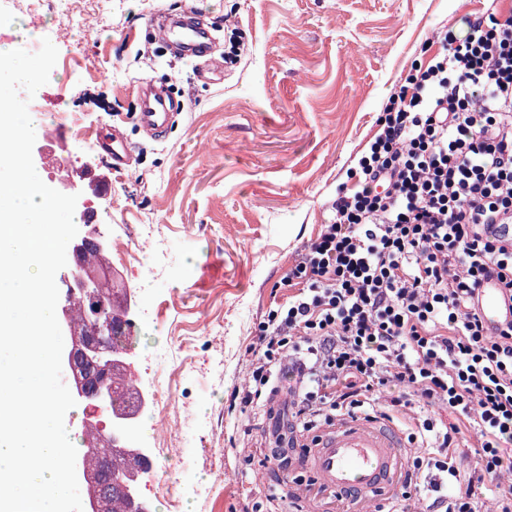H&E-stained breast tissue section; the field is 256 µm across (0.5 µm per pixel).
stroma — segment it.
I'll list each match as a JSON object with an SVG mask.
<instances>
[{
    "label": "stroma",
    "instance_id": "obj_1",
    "mask_svg": "<svg viewBox=\"0 0 512 512\" xmlns=\"http://www.w3.org/2000/svg\"><path fill=\"white\" fill-rule=\"evenodd\" d=\"M83 27L51 0L40 24L0 14V45L26 47L37 27L58 50L40 99L45 117L65 111L94 130L118 128L133 150L111 172L98 148L71 150L73 170L109 176L108 195L83 191L108 241L130 260L114 269L133 292L138 337L132 368L162 385L190 418L187 442L143 475L138 495L154 512H310L308 474L247 464L252 446L294 419L298 378L280 374L277 405L228 409L247 373L255 329L290 290L297 252L329 217L378 131L376 119L424 44L462 17L512 13V0H90ZM194 8L215 28L221 66L213 80L195 61L166 52L153 17ZM167 84L185 109L164 137L134 121L138 88ZM154 229L167 251L157 268L144 241ZM181 493L179 510L157 497ZM288 495L268 503L278 484Z\"/></svg>",
    "mask_w": 512,
    "mask_h": 512
}]
</instances>
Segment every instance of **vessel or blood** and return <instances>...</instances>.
<instances>
[{
	"mask_svg": "<svg viewBox=\"0 0 512 512\" xmlns=\"http://www.w3.org/2000/svg\"><path fill=\"white\" fill-rule=\"evenodd\" d=\"M166 44L179 48L187 56L199 59V77H206L215 65L210 60V37L202 27L180 19L163 26ZM140 108L136 122L149 136L163 134L182 102L164 89H144L139 94ZM98 143L116 171L130 164L131 147L117 130L99 133ZM475 306L488 326L512 320V294L493 280L479 288ZM289 465L310 471L325 491L351 504L373 505L394 495L403 479L408 450L402 435L391 423L380 418L363 420L339 417L323 431L310 436L297 434Z\"/></svg>",
	"mask_w": 512,
	"mask_h": 512,
	"instance_id": "obj_1",
	"label": "vessel or blood"
}]
</instances>
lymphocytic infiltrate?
Instances as JSON below:
<instances>
[{"label": "lymphocytic infiltrate", "instance_id": "f902f5d3", "mask_svg": "<svg viewBox=\"0 0 512 512\" xmlns=\"http://www.w3.org/2000/svg\"><path fill=\"white\" fill-rule=\"evenodd\" d=\"M377 118L379 131L331 217L298 252L286 303L250 348L240 410L267 400L274 371L299 369L296 421L339 413L407 424L415 446L403 499L427 512H512V321L489 329L472 305L484 280L512 293V15L445 27ZM469 427L477 467L455 457Z\"/></svg>", "mask_w": 512, "mask_h": 512}]
</instances>
